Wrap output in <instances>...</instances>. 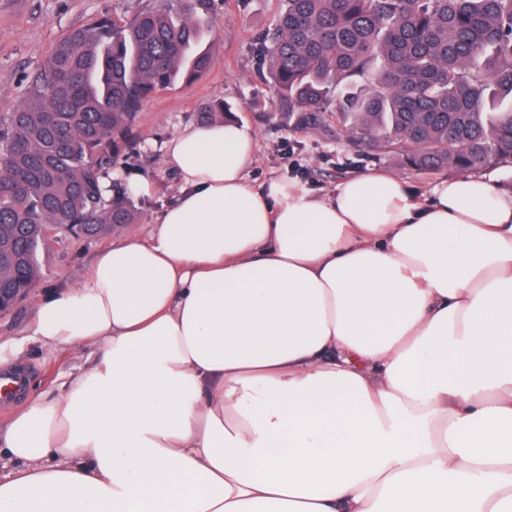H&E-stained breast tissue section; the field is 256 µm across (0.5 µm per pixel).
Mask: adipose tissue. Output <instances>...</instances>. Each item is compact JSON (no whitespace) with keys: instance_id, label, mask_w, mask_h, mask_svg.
Instances as JSON below:
<instances>
[{"instance_id":"obj_1","label":"adipose tissue","mask_w":512,"mask_h":512,"mask_svg":"<svg viewBox=\"0 0 512 512\" xmlns=\"http://www.w3.org/2000/svg\"><path fill=\"white\" fill-rule=\"evenodd\" d=\"M254 134L166 145L147 236L40 297L90 368L0 431V512H512V190L250 181Z\"/></svg>"}]
</instances>
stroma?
Segmentation results:
<instances>
[{"mask_svg": "<svg viewBox=\"0 0 512 512\" xmlns=\"http://www.w3.org/2000/svg\"><path fill=\"white\" fill-rule=\"evenodd\" d=\"M154 4L155 0H0V114L20 103L63 33L98 16L129 18ZM278 8V0H210L201 11L211 47L208 70L192 84H174L148 99L135 128V150L113 160L112 170L121 182L145 178L154 186L152 194L131 195L130 205L139 218L125 225V232L146 233L149 219L170 201L176 177L165 166L164 145L181 128L199 122L202 107L214 99L224 100L255 135L253 179L284 176L320 190L370 167L391 169L388 159L347 151L336 129L310 134L295 128L287 109L279 106L258 73L260 59L252 42L259 31L272 26ZM114 240L111 234L78 238L63 231L41 246L35 287L0 315V342L21 346L18 368L27 374L26 391L14 401L0 402L1 428L42 393H62L63 383L84 367L86 349H40L27 327L41 293L78 284L95 256Z\"/></svg>", "mask_w": 512, "mask_h": 512, "instance_id": "35a3bbf8", "label": "stroma"}]
</instances>
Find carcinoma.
<instances>
[{
    "instance_id": "obj_1",
    "label": "carcinoma",
    "mask_w": 512,
    "mask_h": 512,
    "mask_svg": "<svg viewBox=\"0 0 512 512\" xmlns=\"http://www.w3.org/2000/svg\"><path fill=\"white\" fill-rule=\"evenodd\" d=\"M200 2L158 0L67 31L23 103L0 116V289L34 288L55 228L97 235L136 222L126 191L105 200V181L144 101L210 66ZM281 2L255 44L298 128L334 121L353 150L417 173L508 167L512 0Z\"/></svg>"
}]
</instances>
